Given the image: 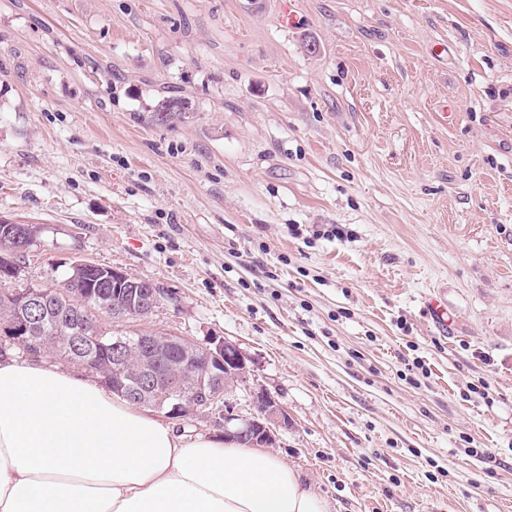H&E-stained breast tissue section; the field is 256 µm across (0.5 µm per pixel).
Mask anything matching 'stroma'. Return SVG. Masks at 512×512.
<instances>
[{
  "mask_svg": "<svg viewBox=\"0 0 512 512\" xmlns=\"http://www.w3.org/2000/svg\"><path fill=\"white\" fill-rule=\"evenodd\" d=\"M296 7L0 0L12 285L153 282L121 329L236 344L331 512H512V0Z\"/></svg>",
  "mask_w": 512,
  "mask_h": 512,
  "instance_id": "1",
  "label": "stroma"
}]
</instances>
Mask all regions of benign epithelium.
<instances>
[{
  "instance_id": "1",
  "label": "benign epithelium",
  "mask_w": 512,
  "mask_h": 512,
  "mask_svg": "<svg viewBox=\"0 0 512 512\" xmlns=\"http://www.w3.org/2000/svg\"><path fill=\"white\" fill-rule=\"evenodd\" d=\"M109 287L127 297L124 309L131 316L150 314L160 301V291L151 283L141 289L124 288L126 274L116 269L102 277ZM20 317L0 321V336L19 348H28L36 337H28L29 327L37 319L33 310L41 307L40 294L27 289L18 302ZM50 354L74 357L87 347L102 344L101 336H44ZM112 375L126 388L129 398L138 404L168 409L176 419H187L200 412L215 415L224 425V437L239 443L260 444L266 448L276 435L288 427L290 417L282 404L269 392L253 395L251 412L243 415L227 401V396L246 381V359L240 349L221 337L205 343L167 333H139L111 338Z\"/></svg>"
}]
</instances>
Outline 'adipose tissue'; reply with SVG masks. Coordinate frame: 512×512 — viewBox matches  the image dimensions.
I'll return each instance as SVG.
<instances>
[{"label":"adipose tissue","mask_w":512,"mask_h":512,"mask_svg":"<svg viewBox=\"0 0 512 512\" xmlns=\"http://www.w3.org/2000/svg\"><path fill=\"white\" fill-rule=\"evenodd\" d=\"M261 447L184 441L47 361L0 359V512H329Z\"/></svg>","instance_id":"adipose-tissue-1"}]
</instances>
